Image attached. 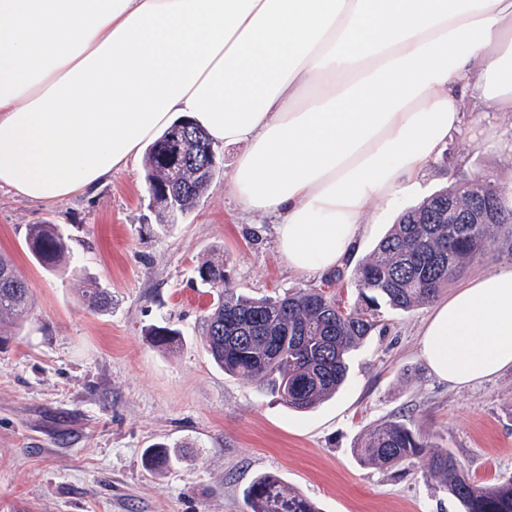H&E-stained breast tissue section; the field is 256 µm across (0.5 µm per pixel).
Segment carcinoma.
I'll return each mask as SVG.
<instances>
[{"mask_svg": "<svg viewBox=\"0 0 512 512\" xmlns=\"http://www.w3.org/2000/svg\"><path fill=\"white\" fill-rule=\"evenodd\" d=\"M186 127L175 140L172 130H166L146 155L150 202L163 218L190 211L218 169L216 151L203 130L190 123ZM491 193L497 201L495 220L448 223V205L464 213ZM496 227L512 228V189L485 178L434 192L404 211L354 268L350 281L357 300L350 307L321 288L250 297L231 286L224 260H207L196 273L215 296L202 318L201 341L225 375L269 391L292 411L308 412L343 386L348 355L377 327L381 306L411 312L434 302L471 262L492 252ZM25 243L45 269L69 258L59 224L29 225ZM82 296L93 312L106 310L112 301L91 280ZM34 307L32 286L0 253V350L15 341ZM146 336L153 347L167 352L182 342L181 331L169 322L148 327ZM354 453L365 463L386 468L421 458L423 475L454 499L460 512H512V476L477 483L448 449L429 443L401 421L372 426ZM171 461L165 446L146 451L145 464L151 469H164ZM245 497L250 512H319L311 500L271 474L257 476Z\"/></svg>", "mask_w": 512, "mask_h": 512, "instance_id": "carcinoma-1", "label": "carcinoma"}]
</instances>
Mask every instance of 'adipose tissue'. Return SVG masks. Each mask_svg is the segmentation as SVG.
Segmentation results:
<instances>
[{"label":"adipose tissue","instance_id":"obj_1","mask_svg":"<svg viewBox=\"0 0 512 512\" xmlns=\"http://www.w3.org/2000/svg\"><path fill=\"white\" fill-rule=\"evenodd\" d=\"M472 89L512 115V0H0V189L87 191L179 119L242 146L243 214L289 267L343 264L462 126ZM431 373L512 368V268L433 308Z\"/></svg>","mask_w":512,"mask_h":512}]
</instances>
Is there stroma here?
Listing matches in <instances>:
<instances>
[{
	"mask_svg": "<svg viewBox=\"0 0 512 512\" xmlns=\"http://www.w3.org/2000/svg\"><path fill=\"white\" fill-rule=\"evenodd\" d=\"M461 134L421 174V194L483 175L512 187V117L463 94ZM220 170L195 206L160 228L149 207L145 163L56 203L0 190V252L34 290L20 336L0 351V512H249L244 491L278 476L320 512H458L418 461L383 469L354 447L373 424L395 419L450 450L476 482L512 475V370L467 388L438 381L419 350L429 307H384L349 355L335 397L296 413L254 385L225 376L206 352L200 322L212 296L194 274L226 262L238 291L262 297L322 287L324 273L289 271L274 218L242 215L228 189L239 147H217ZM420 196L397 200L369 226L352 271ZM50 222L69 236L72 262L54 271L25 247L28 225ZM112 297L87 309L86 279ZM170 321L176 352L145 336ZM157 443L179 444L159 472L143 463Z\"/></svg>",
	"mask_w": 512,
	"mask_h": 512,
	"instance_id": "1",
	"label": "stroma"
}]
</instances>
